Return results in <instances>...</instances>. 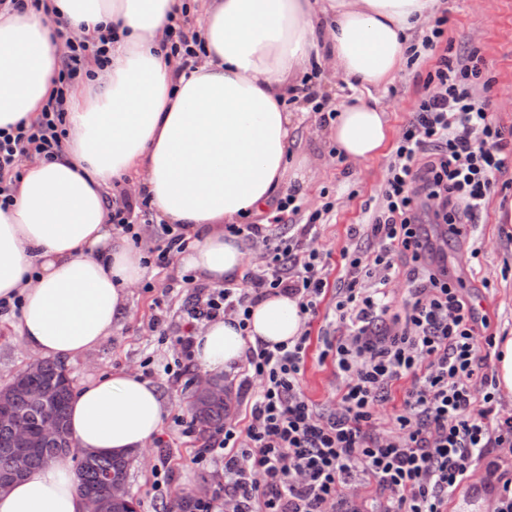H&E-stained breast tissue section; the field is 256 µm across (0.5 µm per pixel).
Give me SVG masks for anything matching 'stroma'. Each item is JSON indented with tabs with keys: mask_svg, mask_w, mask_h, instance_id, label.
<instances>
[{
	"mask_svg": "<svg viewBox=\"0 0 512 512\" xmlns=\"http://www.w3.org/2000/svg\"><path fill=\"white\" fill-rule=\"evenodd\" d=\"M446 16L445 40L453 53L477 52L482 60L481 73L475 81L476 97L489 102L501 124L512 127V0H445L439 10ZM434 59L422 58L412 67L400 71L383 86L353 89L338 79L319 76L317 90L331 106L356 99L375 103L385 111L390 137L375 157L349 162L337 157L326 138V124L314 112L298 115L295 157H307L306 182L290 181L283 193L295 194L301 211L294 224L304 223L307 216L333 202L334 209L317 227V247L328 255L331 267H339L340 251L347 245L350 225L367 222L378 204L385 179L386 166L405 126L412 117L423 92L426 73ZM512 208V184L492 194L477 219L475 238L468 241L449 237L443 248L450 278L472 297L481 315L486 316L488 331L493 336L512 334V224L501 223L500 211ZM479 254H472V247ZM184 271L178 261L164 268L149 266L145 286L135 288L129 297L130 313L111 336L87 355L70 361L66 369L75 386H83L109 371H126L145 375L168 401L167 413L158 441L145 451L144 460L134 461L130 471V488L143 503L142 512H163L160 496L152 486L151 468L160 458L169 460L168 490L171 495L209 493L215 479L209 468L193 464L192 457L201 444L198 433L183 435L176 417L191 419L189 400L195 391L197 365H190L188 384L171 383L164 371L173 359V349L159 342L149 324L157 297H166L170 313L166 324L169 337L179 335L182 327L179 309L194 289L183 280ZM319 346H312L301 386L306 396L320 411H330L337 398L339 380L331 364H320ZM33 353L25 349L8 324L0 323V386L8 384L28 363Z\"/></svg>",
	"mask_w": 512,
	"mask_h": 512,
	"instance_id": "obj_1",
	"label": "stroma"
}]
</instances>
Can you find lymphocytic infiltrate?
Listing matches in <instances>:
<instances>
[{
	"label": "lymphocytic infiltrate",
	"instance_id": "1",
	"mask_svg": "<svg viewBox=\"0 0 512 512\" xmlns=\"http://www.w3.org/2000/svg\"><path fill=\"white\" fill-rule=\"evenodd\" d=\"M445 23L436 18L409 48L413 63L436 54L434 71L387 164L377 207L366 224L348 230L339 271L314 246L317 223L333 203L289 237L267 224H230L228 233L262 246L261 263L247 270L243 287L198 286L184 307L185 329L172 339L180 361L192 360L199 325L246 320L250 306L274 290L297 297L307 324L294 342L247 346L245 415L225 417L192 458L224 478L218 492L197 499L196 512H336L367 486L379 490L381 512H447L449 497L488 449H499L512 473V415L501 413L475 309L440 264L432 233L445 225L459 236L475 223L512 170V130L476 99L477 54L438 53ZM117 39L110 30L91 45L67 41L59 86L40 120L0 129L1 208L12 201L22 158L50 161L61 151L67 93L90 76V62L108 64ZM151 215L145 193L112 200V224L132 241ZM363 236L379 250H362ZM400 277L406 293L397 303L386 286ZM333 280L342 332L324 340L318 360L332 362L341 387L336 410L323 413L304 394L301 377L309 326ZM406 379L411 385L392 430L380 429L378 407Z\"/></svg>",
	"mask_w": 512,
	"mask_h": 512
}]
</instances>
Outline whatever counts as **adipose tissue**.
Wrapping results in <instances>:
<instances>
[{
	"label": "adipose tissue",
	"instance_id": "ef3b65f1",
	"mask_svg": "<svg viewBox=\"0 0 512 512\" xmlns=\"http://www.w3.org/2000/svg\"><path fill=\"white\" fill-rule=\"evenodd\" d=\"M184 0H47L0 11V128L34 123L58 85L55 24L93 41L106 25L119 40L110 62L68 99L67 139L55 161L24 162L12 203L0 209V299L20 300L21 344L44 359L73 360L111 336L147 268L141 251L113 235L105 194L131 178L158 220L183 226L179 262L213 285L238 281L247 261L225 225L260 212L284 183L294 115L287 79L328 70L349 86L389 82L413 33L440 0H208L195 69L177 73L159 42ZM328 137L338 155L363 161L389 137L386 114L366 102L342 105ZM297 298L272 293L246 324L203 326L194 338L201 372L222 377L247 343L299 336ZM167 403L127 372L77 389L69 406L76 447L115 456L143 450ZM0 512H84L68 459L32 470Z\"/></svg>",
	"mask_w": 512,
	"mask_h": 512
}]
</instances>
